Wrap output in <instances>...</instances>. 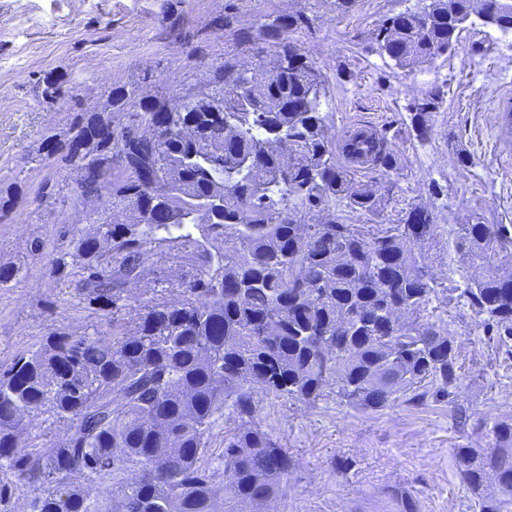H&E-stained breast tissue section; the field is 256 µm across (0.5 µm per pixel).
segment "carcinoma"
<instances>
[{"mask_svg":"<svg viewBox=\"0 0 512 512\" xmlns=\"http://www.w3.org/2000/svg\"><path fill=\"white\" fill-rule=\"evenodd\" d=\"M512 34V0H420L387 17L376 39L396 65L431 62L456 46L471 17ZM297 14L262 24L277 44L251 76L230 61L214 68L203 104L193 90L161 137L124 131L127 108L147 122L168 101L141 87L112 89L113 112H86L68 138L48 137L50 154L79 166L68 143L112 167L68 185L78 202L102 191L124 224L66 229L74 250L51 260L72 295L112 322L99 331L56 333L0 366V473L34 492L30 512H259L282 494L292 468L283 448L254 421L259 393L314 403L330 389L361 410L400 398L451 402L460 377L452 338L420 312L436 292L422 243L434 215L411 209L401 224L368 229L319 224L307 215L336 198L365 216L379 195L354 186L336 166L328 137L325 80L313 62L296 64L286 34ZM304 97L287 112L268 94ZM433 101H413L412 129L424 136ZM237 139L233 154L216 145ZM343 151L387 171L396 162L384 142L357 130ZM167 207L170 224H152L150 208ZM236 241L224 252V239ZM459 245L485 273L463 291L502 343L512 338V225L463 224ZM168 256L181 275L173 299L132 304L130 286L154 275L151 259ZM230 409L237 427L224 438V482L205 462L216 415ZM65 425L64 437L40 442L34 418ZM489 448H459L457 467L480 512H512V417L498 419ZM498 494L483 495L488 476ZM106 483L99 491L94 483Z\"/></svg>","mask_w":512,"mask_h":512,"instance_id":"carcinoma-1","label":"carcinoma"}]
</instances>
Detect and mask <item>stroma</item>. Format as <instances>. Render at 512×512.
Listing matches in <instances>:
<instances>
[{"instance_id":"1","label":"stroma","mask_w":512,"mask_h":512,"mask_svg":"<svg viewBox=\"0 0 512 512\" xmlns=\"http://www.w3.org/2000/svg\"><path fill=\"white\" fill-rule=\"evenodd\" d=\"M417 0H0V266L21 267L0 287V365L51 333L112 327L78 305L50 272L62 232L74 223L65 187L72 168L48 158L47 137H66L76 113L109 110L116 86H147L172 98L205 85L233 58L253 68L275 51L257 27L280 14L302 15L290 41L322 73L328 132L374 126L398 167L352 170L355 186L375 189L384 208L373 224H397L414 207L435 216L429 249L435 293L422 311L457 346L460 380L452 403L397 401L381 411L260 397L256 418L288 449L285 496L269 512H397L391 489L409 492L418 512H479L455 465L459 448H485L499 416L512 415V341L502 344L462 292L482 274L463 256V224L512 225V158L500 143L495 99L512 92V43L481 21L466 24L451 53L399 68L376 34ZM59 79L47 100L42 80ZM436 102L425 136L409 126L414 99ZM42 249H34V242ZM470 420L457 424L455 407Z\"/></svg>"}]
</instances>
